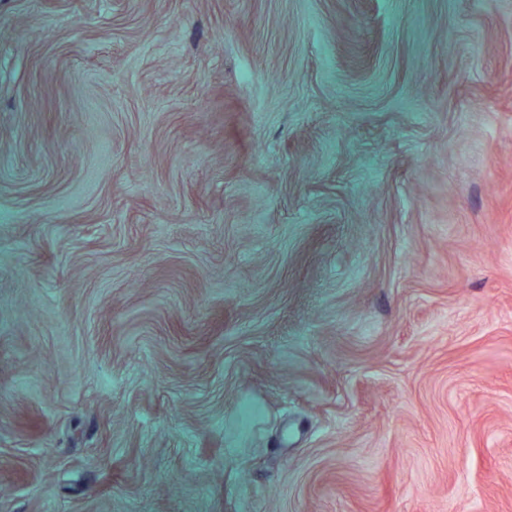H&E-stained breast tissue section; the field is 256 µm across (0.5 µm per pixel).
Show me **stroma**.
Listing matches in <instances>:
<instances>
[{
	"label": "stroma",
	"instance_id": "obj_1",
	"mask_svg": "<svg viewBox=\"0 0 512 512\" xmlns=\"http://www.w3.org/2000/svg\"><path fill=\"white\" fill-rule=\"evenodd\" d=\"M0 512H512V0H0Z\"/></svg>",
	"mask_w": 512,
	"mask_h": 512
}]
</instances>
